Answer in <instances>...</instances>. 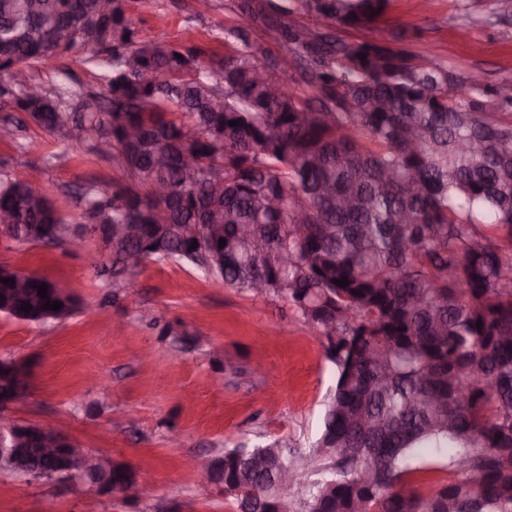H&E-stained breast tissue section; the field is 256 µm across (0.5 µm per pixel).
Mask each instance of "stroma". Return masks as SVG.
Masks as SVG:
<instances>
[{
	"mask_svg": "<svg viewBox=\"0 0 512 512\" xmlns=\"http://www.w3.org/2000/svg\"><path fill=\"white\" fill-rule=\"evenodd\" d=\"M232 0L198 11L196 0H129L142 37L223 50L218 33L232 19ZM405 36L420 59L512 79V0H391L375 38ZM69 80L44 67L30 80L48 91L100 93L93 69L72 57ZM84 141L50 136L35 125L0 140V170L24 179L40 170L45 193L76 224L72 200L81 188L112 185L110 160ZM99 241L83 250L20 245L0 235V263L68 284L78 310L43 324L0 315V359L26 362L28 397L17 419L61 432L81 447L131 467L143 482L134 498H107L99 512H150L160 499L172 512H233L231 500L200 485L188 457L226 447L279 441L303 448L316 436L333 365L320 337L287 300L256 299L220 278L172 260L128 266L120 279L101 275ZM75 491L52 482L0 481V512H83Z\"/></svg>",
	"mask_w": 512,
	"mask_h": 512,
	"instance_id": "1",
	"label": "stroma"
}]
</instances>
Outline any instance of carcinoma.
<instances>
[{"mask_svg": "<svg viewBox=\"0 0 512 512\" xmlns=\"http://www.w3.org/2000/svg\"><path fill=\"white\" fill-rule=\"evenodd\" d=\"M283 2L236 0L250 25L224 31V52L184 53L143 38L127 0L110 14L100 0H0V101L44 132L71 123L79 139H112L119 176L77 204L104 246L110 228L138 227L112 254L113 278L129 260L184 262L226 288L288 300L326 337L334 384L318 437L305 452L248 449L263 470L224 450L236 508L267 512L287 467L300 473L289 512H442L447 500L512 512V81L420 61L401 34L335 32L378 26L390 0H302L311 26L288 20ZM255 27L275 32L294 72L277 68ZM72 56L98 69L101 109L87 110L96 93H73V114L45 92L21 97L25 70ZM184 155L199 166L191 185ZM3 211L19 244L55 248L72 233L34 182L5 171ZM25 282L30 305L62 303L47 317L75 312L59 283ZM436 471L448 477L423 493Z\"/></svg>", "mask_w": 512, "mask_h": 512, "instance_id": "1", "label": "carcinoma"}]
</instances>
